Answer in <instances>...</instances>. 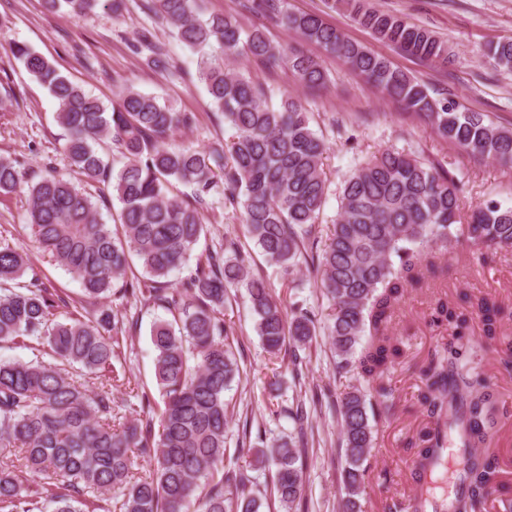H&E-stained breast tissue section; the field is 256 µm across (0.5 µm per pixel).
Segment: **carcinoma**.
<instances>
[{
    "label": "carcinoma",
    "mask_w": 512,
    "mask_h": 512,
    "mask_svg": "<svg viewBox=\"0 0 512 512\" xmlns=\"http://www.w3.org/2000/svg\"><path fill=\"white\" fill-rule=\"evenodd\" d=\"M50 13L63 9L82 17L98 9L122 15L124 0H43ZM202 0H142L141 10L172 28L179 43L197 55V77L212 109L235 136L226 152L193 145L171 147L177 133L193 128L196 115L173 102L131 86L107 105L73 83L39 52L16 43L13 55L57 103L56 118L65 131L68 170L83 181L112 185L120 204L121 235L106 224L92 196L71 179L50 173L25 185L21 164L0 156V195L23 192L28 220L38 247L76 279L84 294L102 300L94 319H85L69 303L41 287L33 277L12 283L28 270L24 249L0 236V343L48 348L51 361L0 358V451L19 449L16 460L0 457V512H262L267 497L247 490L248 477L227 453L229 402L225 392L240 380L241 369L229 342L231 326L223 311L228 289L246 290L255 331L267 354L278 356L286 342L308 344L315 325L308 309L295 302L285 308L267 281L250 271L239 256H226L235 242L197 259L195 273L174 288L158 286L179 270L205 233L203 211L222 189L224 206L240 209L242 223L268 262L285 279L313 262L323 295L331 303L328 327L336 368L355 384L332 400L320 392L313 406H337L340 417L343 512H364L367 461L374 445L379 403L363 383L382 373L398 354L389 320L408 284L440 269L453 244L465 242L480 257L484 250L512 247V207L493 201L475 206L466 225L458 223L463 182L428 167L410 152L386 149L361 164L344 181L336 218L324 248L315 225L328 199L323 171L326 145L311 128L310 113L299 97L288 95L274 108L267 92L226 68L230 55H246L268 68L287 65L305 89L324 86L318 57L290 55L255 28L243 30L230 13H207ZM282 0H253L265 18L295 31L302 40L335 56L384 95L427 119L432 129L474 156L512 166V131L493 124L482 112L437 99L427 86L367 47L347 39L319 15L293 13ZM354 20L375 39L427 63L448 60V46L431 31L411 25L363 0H343ZM138 47L146 64L168 71L173 59L144 27ZM495 65L512 72V40L487 47ZM193 190L192 201L172 191L174 183ZM137 256L154 286L126 281L128 257ZM151 302L178 318L158 320L151 330L154 374L163 392L159 432L147 393L139 410L112 427V393H91L71 369L95 375L107 384L120 381L119 334L124 320L109 306L112 296ZM469 308L439 298L433 322L455 333L431 356L420 392L431 426L411 443L417 472L433 464L441 438L459 433L467 445L464 491L452 512H485L501 494L498 459L477 452L495 431L499 401L486 378L465 361L464 329L476 312L488 340L498 337L501 309L481 297ZM196 364L189 365L190 359ZM288 410L295 434L263 448L236 442L234 454L250 457V467L272 473L271 493L280 512H305L303 473L308 449L305 400L296 395ZM154 462L152 476L133 473L132 449ZM54 479L60 492L44 499L40 478ZM385 512H422L419 495L394 501Z\"/></svg>",
    "instance_id": "obj_1"
}]
</instances>
